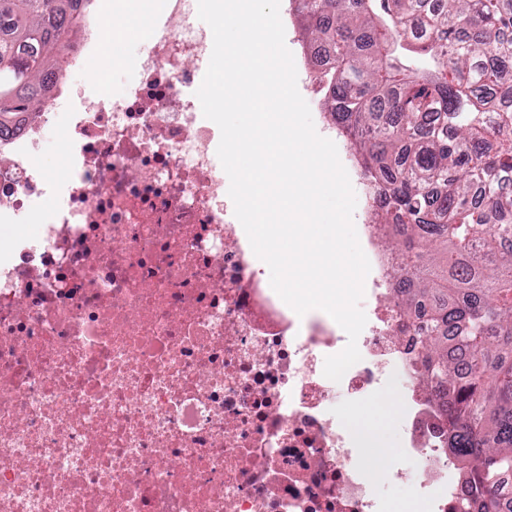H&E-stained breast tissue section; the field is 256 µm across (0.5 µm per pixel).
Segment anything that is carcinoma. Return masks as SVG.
<instances>
[{"instance_id": "carcinoma-1", "label": "carcinoma", "mask_w": 512, "mask_h": 512, "mask_svg": "<svg viewBox=\"0 0 512 512\" xmlns=\"http://www.w3.org/2000/svg\"><path fill=\"white\" fill-rule=\"evenodd\" d=\"M327 113L366 128L371 223L429 306L418 375L463 512H512V0H295ZM81 0H0V133L59 76ZM466 359L456 379L448 343Z\"/></svg>"}]
</instances>
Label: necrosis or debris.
<instances>
[{
  "mask_svg": "<svg viewBox=\"0 0 512 512\" xmlns=\"http://www.w3.org/2000/svg\"><path fill=\"white\" fill-rule=\"evenodd\" d=\"M196 9L167 0L121 95L57 81L0 135V223L41 224L0 256V512H384L332 404L405 371L423 312L404 313L397 258L360 225L361 359L324 376L347 335L281 300L234 221L191 94L213 48ZM59 114L60 186L37 164ZM402 426L418 473L393 479L460 512L448 430L418 383Z\"/></svg>",
  "mask_w": 512,
  "mask_h": 512,
  "instance_id": "obj_1",
  "label": "necrosis or debris"
}]
</instances>
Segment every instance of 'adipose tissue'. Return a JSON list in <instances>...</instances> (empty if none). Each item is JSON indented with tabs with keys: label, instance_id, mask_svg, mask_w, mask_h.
I'll return each instance as SVG.
<instances>
[{
	"label": "adipose tissue",
	"instance_id": "adipose-tissue-1",
	"mask_svg": "<svg viewBox=\"0 0 512 512\" xmlns=\"http://www.w3.org/2000/svg\"><path fill=\"white\" fill-rule=\"evenodd\" d=\"M121 15L115 24L126 39H138L146 35L144 17L164 12L166 0H121ZM396 402L390 394H382L368 406L346 412L344 421L361 440L370 453L371 460L382 469H391L400 461L394 448L385 446L381 433L392 419Z\"/></svg>",
	"mask_w": 512,
	"mask_h": 512
}]
</instances>
